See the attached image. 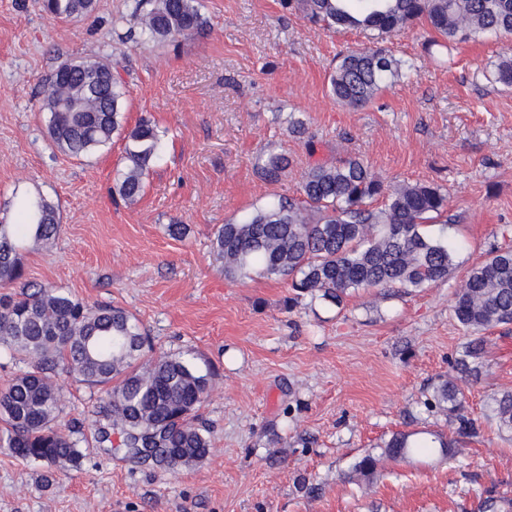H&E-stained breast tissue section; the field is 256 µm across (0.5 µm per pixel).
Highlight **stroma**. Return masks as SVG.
I'll list each match as a JSON object with an SVG mask.
<instances>
[{"instance_id":"stroma-1","label":"stroma","mask_w":512,"mask_h":512,"mask_svg":"<svg viewBox=\"0 0 512 512\" xmlns=\"http://www.w3.org/2000/svg\"><path fill=\"white\" fill-rule=\"evenodd\" d=\"M133 3L96 0L91 16L65 22L42 0H0V219L40 194L62 225L52 244L23 247L22 281L9 290L48 285L121 307L154 354L210 370L197 423L212 451L171 474L120 443L101 450L91 425L101 388L62 375L58 425L76 431L83 459L51 474L0 447V512H480L489 495L512 512V437L482 420L491 396L512 390V325L486 331L479 380L457 379L481 422L460 453L386 463L368 486L343 479L393 432L457 440L423 401L440 378H457L466 333L450 310L455 289L491 251L512 249V88L491 76L512 34L436 45L422 27L392 36L385 46L407 71L351 110L327 78L336 53L368 45L362 32L309 26L281 0H201L202 33L143 44L129 33ZM96 56L129 87L126 128L146 117L166 132L134 204L112 196L123 138L78 160L47 134L43 81L64 60ZM292 117L302 135L289 133ZM270 143L291 160L276 183L254 166ZM345 155L388 184L447 189V222L424 230L457 245L448 279L401 295L357 290L339 308L289 307L284 281L225 279L216 229L298 196L310 164ZM172 224L185 236H170ZM301 474L319 496L298 492Z\"/></svg>"}]
</instances>
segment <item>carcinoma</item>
Segmentation results:
<instances>
[{"label":"carcinoma","mask_w":512,"mask_h":512,"mask_svg":"<svg viewBox=\"0 0 512 512\" xmlns=\"http://www.w3.org/2000/svg\"><path fill=\"white\" fill-rule=\"evenodd\" d=\"M95 0H44L55 18L90 15ZM306 22L327 29L360 30L375 39L409 31L421 24L448 42L477 40L487 33L512 34V0H284ZM131 21L143 41L175 43L202 29L198 0H136ZM58 68L69 80H45L43 108L54 145L73 158L87 157L121 136L122 169L114 192L132 204L143 196L144 178L158 159L162 135L148 119L129 132L124 128L129 90L112 64L83 58ZM402 75V61L376 46L349 50L336 58L328 76L337 103L363 108L391 78ZM493 77L512 86V54L499 56ZM288 157L275 149L257 158L256 170L278 182ZM302 199L282 197L255 209L240 222L221 225L213 249L224 259V277L242 280L257 275L286 280L294 296H308L335 306L360 288H425L445 281L455 266V246L445 236L431 237L424 224L447 213L448 195L435 183L385 184L368 165L348 157L327 165L315 163L302 177ZM382 200L379 208L371 203ZM61 231L55 206L42 196L26 199L13 222H0V286L22 277L18 242L47 245ZM453 317L468 333L454 368L479 377L484 338L480 333L512 324V250L495 251L472 266L454 294ZM149 337L136 318L115 306H94L49 286L25 285L19 296L0 298V353L21 356L30 370L0 392V419L7 426L6 447L22 460L49 467L77 466L82 459L74 432L55 427L61 372L78 375L104 388L95 406L99 442L112 447L117 434L127 454L140 458L150 448L158 462L174 472L204 461L210 442L192 424L208 398L210 376L176 355H148ZM457 425V435L474 437L479 425L465 413V397L443 380L424 402ZM486 418L501 434L512 435V391L491 398ZM344 474L348 482H372L384 460L414 455L446 458L451 452L442 436L432 442L394 432Z\"/></svg>","instance_id":"cac0c4a2"}]
</instances>
